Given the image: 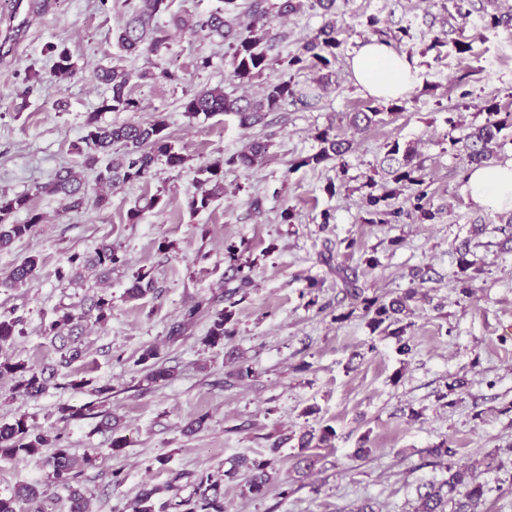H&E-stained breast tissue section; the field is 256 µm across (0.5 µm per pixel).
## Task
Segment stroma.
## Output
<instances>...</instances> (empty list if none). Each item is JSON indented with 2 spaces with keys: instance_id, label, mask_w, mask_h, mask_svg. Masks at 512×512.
<instances>
[{
  "instance_id": "stroma-1",
  "label": "stroma",
  "mask_w": 512,
  "mask_h": 512,
  "mask_svg": "<svg viewBox=\"0 0 512 512\" xmlns=\"http://www.w3.org/2000/svg\"><path fill=\"white\" fill-rule=\"evenodd\" d=\"M126 18L118 7L101 10L98 0H0V195L32 194L46 217L35 234L0 250V277L28 255L42 259L36 280L0 288V315L19 319L22 330L5 351L57 370L55 387L37 399L0 379V421L26 417L33 428L60 435L72 454L94 456L80 477L91 512H131L143 486H164L178 473L223 478L232 459L268 454L275 444L278 474L265 495L244 494L242 479L225 480L226 512H338L364 502L375 512H414L425 485L448 476L432 453L443 442L483 485L478 512H512V333L504 331L512 326V212L471 202L464 190L470 165L447 139L484 123L486 105L512 112V28L461 23L453 0H336L341 45L318 103L270 113L250 128L232 114L184 115V90L220 85L238 96L243 89L231 79L219 41L173 31L183 85L136 86L142 112L104 119L166 115L187 162L158 165L149 184L113 189L105 209L66 215L58 197L35 188L75 165L69 146L104 94L94 72L110 63L112 31ZM325 20L315 6L278 22L282 53L297 52ZM371 38L414 67V85L396 103L365 96L349 72L354 51ZM50 42L69 48L77 78L63 87L27 85L29 71L49 69L43 48ZM204 56L211 67L196 70ZM61 99L62 112L55 108ZM372 109L382 119L351 133L347 172L332 161L312 162L320 131L349 133L350 116ZM255 139L269 144L261 164L248 173L225 171L223 195L190 213L186 200L197 190L199 167ZM394 141L416 149L432 221L407 218L414 199L403 187L387 201L399 218L367 221L366 180L385 181ZM158 192L165 207L128 223V210ZM286 209L293 213L288 222L281 219ZM326 212L331 221L323 220ZM103 243L119 251L123 266L107 277L89 270L76 284L58 283L55 271L69 255ZM464 246L468 268L459 262ZM328 256L356 277L365 296L388 301L414 291L403 337L372 329L337 285ZM138 272L153 289L134 298L127 290ZM245 274L250 284H241ZM102 294L112 299L111 319L83 321L81 357L60 366L45 323L65 308L81 313ZM197 302L202 313L185 321ZM227 309L233 337L208 346L203 338L214 316ZM404 341L406 354L399 351ZM149 346L172 379L145 380L137 360ZM244 368L251 375L242 379ZM74 379L84 387H71ZM101 386L112 389L104 411L127 439L117 453L99 419L60 413L92 401ZM200 416L203 427L186 433ZM326 427L335 439L311 448L315 466L298 470L301 434ZM362 446L370 453L360 458ZM116 471L122 484L112 481ZM45 478L43 456L0 460L1 495Z\"/></svg>"
}]
</instances>
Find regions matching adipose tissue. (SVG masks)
Instances as JSON below:
<instances>
[{
	"label": "adipose tissue",
	"instance_id": "1",
	"mask_svg": "<svg viewBox=\"0 0 512 512\" xmlns=\"http://www.w3.org/2000/svg\"><path fill=\"white\" fill-rule=\"evenodd\" d=\"M349 66L357 86L374 99L391 101L407 94L415 74L407 57L372 39L353 54ZM466 189L477 205L494 203L512 209V158L495 164L473 167Z\"/></svg>",
	"mask_w": 512,
	"mask_h": 512
}]
</instances>
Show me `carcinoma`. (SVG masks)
Instances as JSON below:
<instances>
[{"label": "carcinoma", "mask_w": 512, "mask_h": 512, "mask_svg": "<svg viewBox=\"0 0 512 512\" xmlns=\"http://www.w3.org/2000/svg\"><path fill=\"white\" fill-rule=\"evenodd\" d=\"M174 0H122L121 6L128 9L129 16L114 32L112 40L120 51L113 60L100 67L94 78L106 87L109 95L102 98L98 107L85 116L83 134L71 144L70 151L79 158L80 170L62 167L53 178L40 185L37 191L61 198L63 210L80 211L88 200L89 185L84 172L94 175V205L102 208L108 202L106 190L116 184L147 183L155 175V166L163 162L175 169L182 166L186 157L182 149L176 147L170 133L169 124L163 115L146 122L105 123V112H140V100L133 96V88L140 84L155 83L163 80L170 84H182L184 77L176 71L160 65L171 52L170 28L187 30L194 35H203L218 39L224 43V56L229 58L230 77L240 85H252L260 81L262 93L256 97L231 96L223 88L203 87L187 90L184 93L181 108L189 117L200 114L214 115L234 113L240 117L244 126H255L263 122L270 112H281L290 106L302 103L318 96L316 89L301 88L293 78H284L271 69L273 61L287 69L298 71L330 66L336 58V49L340 46L337 38L336 23L328 20L316 34L306 40L297 53L274 59L269 52L275 48L276 37L272 34L274 23L283 17L301 12L305 0H215L212 6L202 13L178 14L172 12ZM45 52L53 60L47 73L30 72L27 80L40 83L46 79L61 86L69 84L77 77L78 69L71 52L58 43H49ZM146 56L149 65L140 69L128 68L124 61L128 57ZM499 112L487 108L485 123L473 129L465 138L449 137L451 146L463 144L469 162L482 164L493 156V147L499 145L502 131L512 128V117L498 118ZM317 139L322 143L320 150L311 157L319 164L323 161L337 160L340 167L346 166L344 155L348 148L344 141L325 129ZM268 149V143L260 140L252 142L245 150L229 157L217 158L199 168L204 178L198 179V192L187 198L186 207L191 213L205 210L211 202L224 192V167L237 166L244 171L252 169L261 162ZM416 150L409 146L400 150L395 142L387 151L389 174L392 181L415 192V218L424 223L436 217V213L423 203L426 192L421 189L425 182L423 166L415 162ZM381 193L369 194L365 204L371 223L387 224L389 218L399 213L381 209V203L393 195L385 184L372 183ZM162 203V196L155 194L146 199L142 206H134L128 211V221L137 222L144 211L153 210ZM25 212L22 223L13 220L15 214ZM44 216L30 206V196L26 193L12 197L0 196V249L8 247L14 240L32 234ZM120 262L117 251L110 244L97 247L91 255L72 254L66 264L55 271L61 284H70L82 277L84 271L99 269L104 273L112 271V266ZM41 269L40 256L25 257L9 275L0 280V288H16L34 280ZM347 295L362 305L364 315L369 317L373 329L384 323L401 322L399 314H409L407 301L413 298L409 291L403 297L386 304L378 297H364L356 281L348 277L344 269L336 268ZM86 315L96 323H105L112 316V299L99 296L91 299ZM81 315L64 311L44 326V335L51 340H60L59 365L66 367L81 356V349L75 346L72 336L78 329ZM230 315L220 312L215 315L205 342L211 346L224 343V339L233 336L227 327ZM19 319L0 316V377H10L16 389L27 398H39L44 395L55 377V372L37 369L12 357L1 354L5 345L11 343L18 330ZM157 348H146L140 362L145 364L146 379L152 383L165 382L172 378L171 370L158 364ZM58 438L46 432H38L21 416L12 422L0 423V459L13 460L34 456L45 448L53 452L45 458L48 474L45 482L23 484L11 495H0V512H25V506L34 507V512H44L38 503L47 497L49 484H58L70 488L69 512H89L87 493L73 487L79 482L83 471L94 465L95 458L86 455L77 458L63 445L57 444ZM279 446L269 449V456L250 458L242 455L233 466L224 471L227 478L236 477L239 469L246 473L245 489L254 496L265 494L274 479L276 455ZM448 478L439 484L431 483L421 495L420 512H475L477 503L484 494L482 485L468 483L465 472L447 464ZM185 478L179 474L174 481L165 486L173 495L160 506H155L154 497L162 492L157 487L143 488L138 494L134 512H156L160 508L167 512H225L224 484L208 473L194 476L192 491L183 497L175 482Z\"/></svg>", "instance_id": "cac0c4a2"}]
</instances>
